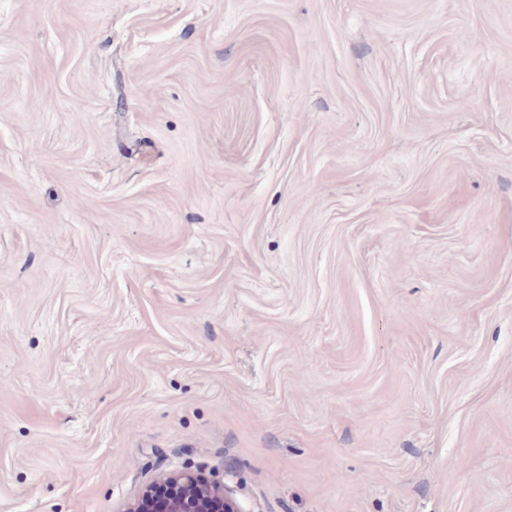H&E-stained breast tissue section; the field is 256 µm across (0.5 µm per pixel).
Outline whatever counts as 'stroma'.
<instances>
[{
    "instance_id": "1",
    "label": "stroma",
    "mask_w": 512,
    "mask_h": 512,
    "mask_svg": "<svg viewBox=\"0 0 512 512\" xmlns=\"http://www.w3.org/2000/svg\"><path fill=\"white\" fill-rule=\"evenodd\" d=\"M512 512V0H0V512ZM130 503L126 512H245L224 488L190 473L163 475Z\"/></svg>"
}]
</instances>
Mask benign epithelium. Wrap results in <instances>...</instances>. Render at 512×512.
<instances>
[{
    "label": "benign epithelium",
    "mask_w": 512,
    "mask_h": 512,
    "mask_svg": "<svg viewBox=\"0 0 512 512\" xmlns=\"http://www.w3.org/2000/svg\"><path fill=\"white\" fill-rule=\"evenodd\" d=\"M126 512H245L224 488L190 473H173L145 488Z\"/></svg>",
    "instance_id": "obj_1"
}]
</instances>
